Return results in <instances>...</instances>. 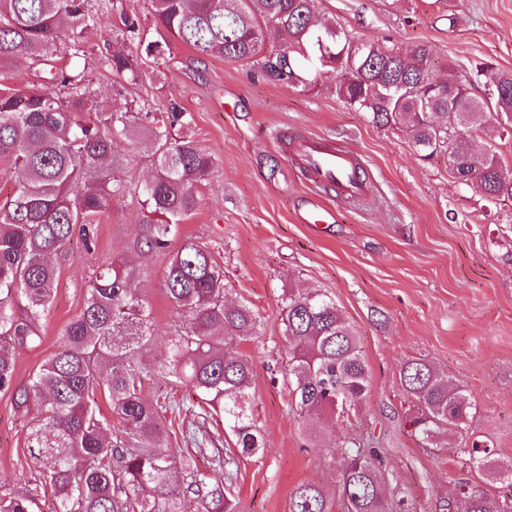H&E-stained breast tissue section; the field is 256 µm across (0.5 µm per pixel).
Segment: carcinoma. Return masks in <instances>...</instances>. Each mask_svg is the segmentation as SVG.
I'll return each mask as SVG.
<instances>
[{
    "label": "carcinoma",
    "instance_id": "cac0c4a2",
    "mask_svg": "<svg viewBox=\"0 0 512 512\" xmlns=\"http://www.w3.org/2000/svg\"><path fill=\"white\" fill-rule=\"evenodd\" d=\"M157 27L170 37L150 40L137 19L122 17L121 37L101 55L99 65L130 86L141 67L129 54L157 58L175 41L201 57L219 55L245 62L256 57L257 76L302 91L335 73L336 95L351 110L379 127H406L423 159L447 155L448 167L463 185L488 200L512 199V175L496 154L466 163L470 132L488 122L484 109L503 115L502 131L512 135V73L475 66L472 84L488 87L492 101L471 95V84L453 103L462 113L448 121V96L430 91L454 78L434 69L427 45L410 55L394 46L351 39L344 28L317 13V0H149ZM104 15L87 0H0V64L23 56L47 74L43 88H0V162L22 174L13 197L0 207V388L15 376V350L41 342L40 322L54 302L58 262L75 234L94 237L97 218L112 202L134 191L142 198L146 222L133 249L147 256L168 249L179 224L196 210V185L214 169L215 159L189 136L175 130L186 112L171 103L161 118L143 108L83 118L91 98L86 69L53 65L65 48H77L85 32ZM278 34L279 46L262 55L264 28ZM145 130L153 175L134 184L114 155L117 133ZM224 270L191 239L170 255L165 294L183 318L167 337L161 360L147 365L137 354L155 340L152 312L135 286V270L123 257L102 265L80 311L65 325L63 342L16 394L22 408L34 401L43 419L30 426L28 452L39 478L53 495L51 512H185L193 496L202 512H235L233 487L238 460L264 447L254 421L252 362L241 342L259 326L255 311L225 299ZM283 336L288 361L282 375L290 407L305 432L319 419L345 416L367 394L370 371L354 329L328 295L291 288L282 298ZM173 377L189 385L209 415L224 417L234 446L206 448V437L188 440L192 452L167 446L158 408L143 397L144 382ZM403 390L420 406L413 421L429 439L441 430H467L472 400L447 373L425 359H408L400 370ZM107 395L124 436L97 409ZM334 452L344 512H410L404 501L385 494L384 456L351 439ZM473 479L448 497V512H512V465L485 480L494 450L472 440L459 449ZM210 457L202 469L197 459ZM0 512H41L34 496L0 490ZM289 512H330L314 483L292 492Z\"/></svg>",
    "mask_w": 512,
    "mask_h": 512
}]
</instances>
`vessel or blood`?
I'll list each match as a JSON object with an SVG mask.
<instances>
[{
    "instance_id": "1",
    "label": "vessel or blood",
    "mask_w": 512,
    "mask_h": 512,
    "mask_svg": "<svg viewBox=\"0 0 512 512\" xmlns=\"http://www.w3.org/2000/svg\"><path fill=\"white\" fill-rule=\"evenodd\" d=\"M290 169L309 175L319 189L333 190L345 199L358 200L371 193V180L360 157L350 149L312 135H296L283 141ZM299 223L320 227L332 223L333 210L312 199L298 212Z\"/></svg>"
}]
</instances>
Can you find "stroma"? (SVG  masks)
Wrapping results in <instances>:
<instances>
[{
	"mask_svg": "<svg viewBox=\"0 0 512 512\" xmlns=\"http://www.w3.org/2000/svg\"><path fill=\"white\" fill-rule=\"evenodd\" d=\"M121 3L122 12H106L107 24L88 29L80 53L55 61L91 71L94 96L84 108L91 118L129 101L119 78L98 64L121 15L153 26L148 0ZM317 7L353 39L404 50L427 45L435 67L458 76L481 63L512 73V0H318ZM140 92L157 114L177 102L190 119L189 135L216 159L197 185L199 206L180 224L179 237L206 247L224 269L227 299L260 317L256 335L239 349L254 365V413L265 446L239 464L237 512H288L292 491L306 482L323 487L331 512H343L331 450L351 438L382 450L388 489L411 512H444L455 483L470 476L458 450L472 439L493 448L495 466L512 464V200L490 201L460 184L446 156L420 159L408 133L376 127L347 108L328 74L302 92L256 78L252 65L200 59L174 43L145 71ZM286 132L329 137L361 153L374 182L372 201L331 197L335 223L319 231L298 223L310 189L289 171L276 141ZM268 157L278 163L276 176L268 174ZM143 218L136 198L115 200L99 216L93 243L74 237L60 261L42 343L17 349L13 386L0 390V489L37 485L27 428L40 410L17 407L16 389L60 348L93 273L113 256H132ZM168 263L165 253L139 261L157 336L142 352L149 363L161 359L165 338L183 322L164 292ZM290 288L335 301L371 372L355 410L328 419L313 437L302 431L278 380L288 359L281 297ZM410 358L431 361L466 389L474 404L466 432L429 442L412 434L418 406L399 382ZM144 394L165 408L169 447H187L193 391L169 380L145 385Z\"/></svg>",
	"mask_w": 512,
	"mask_h": 512,
	"instance_id": "obj_1",
	"label": "stroma"
}]
</instances>
